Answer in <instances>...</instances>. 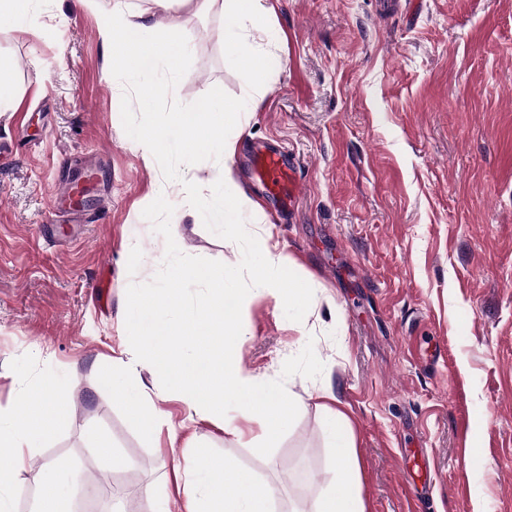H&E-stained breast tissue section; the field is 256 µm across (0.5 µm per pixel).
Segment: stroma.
I'll use <instances>...</instances> for the list:
<instances>
[{
    "label": "stroma",
    "mask_w": 512,
    "mask_h": 512,
    "mask_svg": "<svg viewBox=\"0 0 512 512\" xmlns=\"http://www.w3.org/2000/svg\"><path fill=\"white\" fill-rule=\"evenodd\" d=\"M276 60L255 89L229 50L230 19L187 13L176 39L192 65L172 96L213 87L256 98L238 151L288 146L306 191L277 220L242 164L239 188L260 206L246 226L264 255L289 254L309 288L249 293L234 357L258 381L283 379L299 414L266 457L260 428L187 416L158 374L140 392L165 424L144 442L97 380L132 356L130 282L154 277L165 240L143 209L165 196L182 252L239 264L240 247L205 228L186 192L146 163L124 131V86L105 73L95 14L77 0H36L23 25L0 18V56L23 89L0 116V404L46 376L65 413L30 450L13 512H35L46 463L71 465L74 512H182L186 474L203 453L248 470L274 512H312L333 489L323 388L347 416L366 512H512V0H269ZM105 156L89 223L38 233L62 155ZM313 343L320 377H283ZM239 426L226 432L225 423ZM121 463L103 470L93 437Z\"/></svg>",
    "instance_id": "obj_1"
}]
</instances>
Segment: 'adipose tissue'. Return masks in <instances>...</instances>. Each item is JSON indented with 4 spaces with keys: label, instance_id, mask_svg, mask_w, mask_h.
Listing matches in <instances>:
<instances>
[{
    "label": "adipose tissue",
    "instance_id": "adipose-tissue-1",
    "mask_svg": "<svg viewBox=\"0 0 512 512\" xmlns=\"http://www.w3.org/2000/svg\"><path fill=\"white\" fill-rule=\"evenodd\" d=\"M82 7L94 11L98 34L107 52L109 73L135 76L155 71L160 64L174 67L183 59L188 47L171 38V31L181 26V9L230 17L242 33L232 43L234 56L252 73L257 86H264L271 61L262 57L254 45L255 38L270 35L269 0H151L146 9H131L127 0H114L104 8L101 0H79ZM165 26L166 36L142 43L143 31ZM57 381L43 379L35 389L22 391L16 404L0 410V447L8 449V461L0 463V512H12L7 490L18 472L29 461V450L44 438L49 426L62 418ZM340 411L329 413V434L336 450L333 493L319 499L313 512H363L361 500L354 492L357 461L349 429L341 427ZM194 492L185 503L184 512H271L272 493L256 483L250 474L208 458H200L192 471Z\"/></svg>",
    "mask_w": 512,
    "mask_h": 512
}]
</instances>
